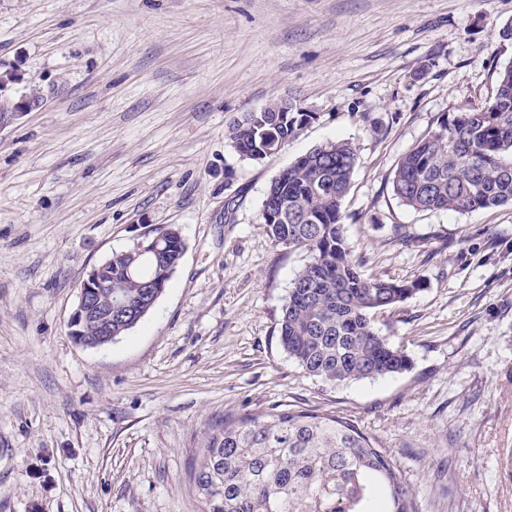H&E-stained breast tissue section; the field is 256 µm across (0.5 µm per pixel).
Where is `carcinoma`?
Listing matches in <instances>:
<instances>
[{
    "instance_id": "1",
    "label": "carcinoma",
    "mask_w": 512,
    "mask_h": 512,
    "mask_svg": "<svg viewBox=\"0 0 512 512\" xmlns=\"http://www.w3.org/2000/svg\"><path fill=\"white\" fill-rule=\"evenodd\" d=\"M245 112L229 129L242 159L261 161L294 137L309 112ZM357 164L348 141L321 144L272 182L261 221L277 245L308 253L282 307L283 349L305 373L328 383L401 374L410 359L373 325L423 287L367 277L344 236L343 201ZM392 191L417 211H458L512 204V65L483 106L444 117L399 161ZM183 255L175 229L112 252L101 263L94 304L112 305V337L153 308ZM202 512H416L389 451L354 420L279 409L224 419L189 470Z\"/></svg>"
}]
</instances>
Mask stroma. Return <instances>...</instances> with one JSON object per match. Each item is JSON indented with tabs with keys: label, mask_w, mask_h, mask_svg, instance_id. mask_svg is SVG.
I'll use <instances>...</instances> for the list:
<instances>
[{
	"label": "stroma",
	"mask_w": 512,
	"mask_h": 512,
	"mask_svg": "<svg viewBox=\"0 0 512 512\" xmlns=\"http://www.w3.org/2000/svg\"><path fill=\"white\" fill-rule=\"evenodd\" d=\"M512 0H0V512H202L188 469L228 417L353 419L417 512H512V205L416 211L400 158L512 65ZM37 94L38 107L15 106ZM288 98L312 120L241 159L228 130ZM358 162L343 210L363 274L421 282L374 316L409 370L331 384L279 339L307 255L260 214L315 146ZM185 253L125 336L74 343L87 272L147 231Z\"/></svg>",
	"instance_id": "obj_1"
}]
</instances>
